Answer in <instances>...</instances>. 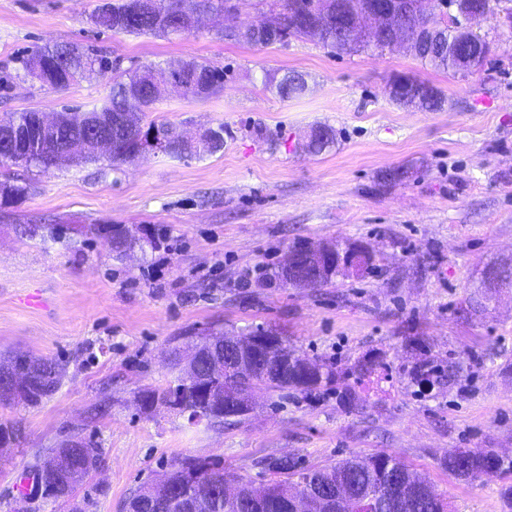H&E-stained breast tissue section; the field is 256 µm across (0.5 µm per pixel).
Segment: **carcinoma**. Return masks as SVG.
<instances>
[{"instance_id":"obj_1","label":"carcinoma","mask_w":512,"mask_h":512,"mask_svg":"<svg viewBox=\"0 0 512 512\" xmlns=\"http://www.w3.org/2000/svg\"><path fill=\"white\" fill-rule=\"evenodd\" d=\"M149 7L136 9L137 0H103L91 16L94 26L102 32H113L129 36H182L193 29L190 12L199 5L231 15L238 11L239 3L229 0H148ZM483 19H467L462 23L465 38L480 48V54L464 59L452 49L458 39L455 31L444 35V43H428L421 34H416L412 51L422 62L454 74L480 69L487 60L485 48L489 42L479 32ZM266 31H273L276 37L263 36L257 39L246 34L224 31L227 39L245 40L255 46L284 43L294 37L311 36L320 40L323 47L336 52L348 51L359 43L377 48L391 46L380 32L371 35L349 37V28L336 25V0H273L269 15L261 23ZM20 68L32 76L43 87L63 90L74 81L91 80L104 70L115 72L112 91L104 104L88 112H65L57 130L29 142H16L11 134L33 126L36 112H9L0 117V162H11L26 168H37L43 172L61 165L63 155L75 140L85 141V146L71 163L97 162L105 156L111 165L117 167L141 156L143 136L151 134L157 141L168 139L169 126L163 121L148 118L154 111L170 72L157 65L132 66L120 69L97 48L79 44H56L38 46L19 59ZM185 69L184 95L193 99H208L224 87V71L205 61L183 63ZM283 97H296L305 92V80L299 76H287L276 85ZM318 138L309 140L308 148L320 153L333 143L335 134L329 127L320 126L312 131ZM224 149V125L207 127L199 144L182 143L176 147H157V150L184 159L200 154H214ZM28 185L9 181L0 184V200L9 204L24 197ZM28 236H40L44 240H58L64 233L61 224H29L25 228ZM112 243L117 252L136 243L128 231L119 224L112 225ZM309 245L301 244L291 250L297 275L311 281V287L329 286L338 275L335 269L315 271L309 266ZM294 359L286 364L284 357ZM297 354L288 348L282 339L267 348L261 359L255 361L253 377L240 376L236 384L248 388L259 380L265 390L286 395L290 392L310 393L315 390H329L336 385V370L322 364L323 371L315 379H308L298 367ZM199 376L190 380L184 368H179L176 379L164 388L147 389L142 392L147 405L143 410L154 411V404L163 402L174 395L182 407L181 413L188 414L191 422L206 421L211 426H222L237 422L224 411V399L208 402L198 394V388L208 384L206 373L209 369L207 345L200 346L197 359ZM21 370L28 375L27 385L18 392L0 391V403L5 405L23 404L38 407L50 398L60 386L66 368L53 359L29 355L0 356V368ZM22 429L14 423H0V447L10 448L19 442ZM74 473H57L42 481V489L48 496L66 497L88 477L99 470L102 458L97 443L83 437L79 446L71 449ZM387 459L394 464L393 471L401 478V484L409 487V493L400 499V507L392 509V488L388 485V472L382 466L366 462L361 457L346 458L326 463L315 468H302L288 457L264 458L258 461L262 472L270 475L265 484L267 498L260 502L250 497L229 499L224 497V483L237 479L234 472L224 471L220 463L208 459L186 458L175 467L172 485L178 491L173 499L151 503L142 492L129 498L136 512H183L178 497L189 495L199 483L209 485L208 501L202 507L204 512H290L289 499L299 490L307 489L301 481L308 478L315 492L332 486H344L350 497L371 498L381 504L382 512H448V502L443 497L429 495L423 486L431 483L421 473L401 463L393 456ZM495 464L501 474H512V460L504 461L495 457L494 452L483 448L452 449L443 457L441 465L448 473L469 480L481 477L482 469Z\"/></svg>"}]
</instances>
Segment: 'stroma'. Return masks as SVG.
I'll return each instance as SVG.
<instances>
[{"label":"stroma","instance_id":"stroma-1","mask_svg":"<svg viewBox=\"0 0 512 512\" xmlns=\"http://www.w3.org/2000/svg\"><path fill=\"white\" fill-rule=\"evenodd\" d=\"M99 0H0V70L37 46L83 42L130 63L204 60L224 89L203 101L168 89L154 119L174 135L224 125V149L175 160L149 153L45 173L0 164V182L29 183L0 204V354L66 361L39 407L0 404V422L24 437L0 455V512H124L130 495L187 457L211 458L260 486L257 460L288 456L315 467L388 453L424 474L452 512H512V476L466 481L441 459L454 448L512 456V287L488 288L486 270L512 262V30L491 16L494 51L479 72L450 75L406 46L337 54L302 37L254 46L218 38L262 20L257 0L234 16L207 14L179 38L98 32ZM302 75L304 95L280 97L270 79ZM430 83L436 111L390 101L395 76ZM111 75L55 91L12 73L0 114L83 112L101 106ZM333 145L307 148L312 127ZM24 224H62L61 242L22 235ZM139 238L123 253L111 225ZM362 244L374 270L332 286L265 284L299 244ZM483 305L469 311L472 298ZM263 327L299 356L335 367L312 395L259 391L245 422L190 423L165 408L140 412L138 393L165 387L173 352L190 358L201 337ZM371 360L362 375L359 362ZM454 366L425 391L410 372ZM92 437L102 468L62 502L30 492L23 472L72 432Z\"/></svg>","mask_w":512,"mask_h":512}]
</instances>
